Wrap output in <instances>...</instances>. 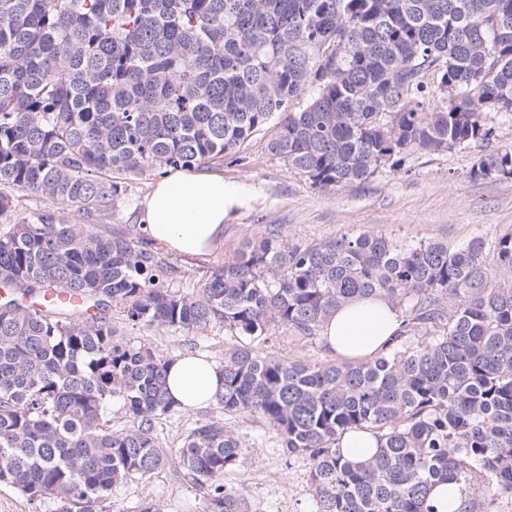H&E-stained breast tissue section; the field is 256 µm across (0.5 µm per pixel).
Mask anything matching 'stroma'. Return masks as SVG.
<instances>
[{
	"instance_id": "stroma-1",
	"label": "stroma",
	"mask_w": 512,
	"mask_h": 512,
	"mask_svg": "<svg viewBox=\"0 0 512 512\" xmlns=\"http://www.w3.org/2000/svg\"><path fill=\"white\" fill-rule=\"evenodd\" d=\"M271 134L268 128L255 134L241 147L236 162L207 164L208 172L223 175L225 181L251 187L256 199L225 225L224 245L215 254L198 259L168 253L181 287H196L273 226L289 242L306 244L367 231L400 244L441 239L452 245L477 237L490 243L512 233V179L472 180L469 171L476 150L416 151L395 168L324 193L268 153ZM158 179V173L151 172L130 183L112 210L113 230L138 233L141 203ZM112 326L124 340L148 343L161 354L193 355L217 364L229 342L218 322L203 332H174L134 328L116 313ZM223 418L246 444L241 463L225 475V484L243 487L251 512H310L308 472L288 465L275 432L244 415ZM149 505L159 512H206L207 497L177 464L170 463L115 486L104 512H143Z\"/></svg>"
}]
</instances>
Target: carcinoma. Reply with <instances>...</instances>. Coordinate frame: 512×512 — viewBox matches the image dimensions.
<instances>
[{"instance_id": "obj_1", "label": "carcinoma", "mask_w": 512, "mask_h": 512, "mask_svg": "<svg viewBox=\"0 0 512 512\" xmlns=\"http://www.w3.org/2000/svg\"><path fill=\"white\" fill-rule=\"evenodd\" d=\"M275 116L268 151L323 191L415 150L477 148L471 178H511L492 119L512 117V0H0V484L102 512L174 462L208 512H249L224 484L232 429L199 420L173 457L158 440L169 358L115 338V309L133 327L224 324L216 409L280 436L315 512H435L448 482L453 512L481 507L474 483L512 496V282L493 275L512 271L511 234L488 252L270 228L189 292L143 234L105 223L129 180L234 160ZM19 189L46 205L17 212ZM360 297L401 317L373 359L259 353ZM355 431L376 442L362 461L342 453ZM430 503L438 512H447L448 508L454 509L460 506V495L454 484H438L430 492Z\"/></svg>"}]
</instances>
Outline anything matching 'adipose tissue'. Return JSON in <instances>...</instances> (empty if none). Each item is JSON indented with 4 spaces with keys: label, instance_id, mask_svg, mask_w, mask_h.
Segmentation results:
<instances>
[{
    "label": "adipose tissue",
    "instance_id": "ef3b65f1",
    "mask_svg": "<svg viewBox=\"0 0 512 512\" xmlns=\"http://www.w3.org/2000/svg\"><path fill=\"white\" fill-rule=\"evenodd\" d=\"M253 200L244 185L179 169L154 186L139 222L153 241L181 255L202 257L221 245L225 220ZM399 324L398 311L387 301L360 299L339 308L325 322L321 336L336 355L362 361L376 356ZM223 387L224 369L218 364L182 355L168 365V392L175 409L205 407Z\"/></svg>",
    "mask_w": 512,
    "mask_h": 512
}]
</instances>
